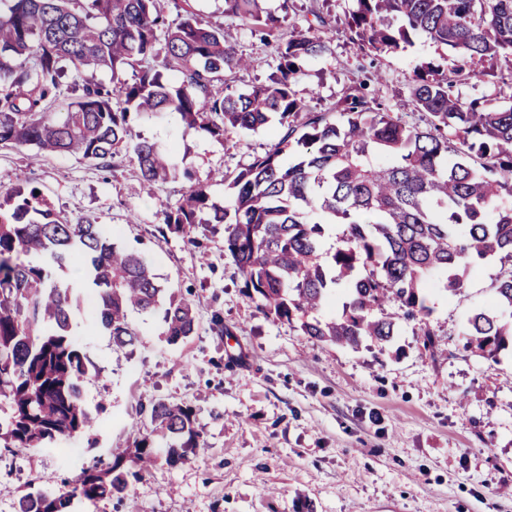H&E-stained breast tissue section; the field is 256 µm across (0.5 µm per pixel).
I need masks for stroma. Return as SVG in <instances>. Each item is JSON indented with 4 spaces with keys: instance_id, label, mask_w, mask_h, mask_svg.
<instances>
[{
    "instance_id": "35a3bbf8",
    "label": "stroma",
    "mask_w": 512,
    "mask_h": 512,
    "mask_svg": "<svg viewBox=\"0 0 512 512\" xmlns=\"http://www.w3.org/2000/svg\"><path fill=\"white\" fill-rule=\"evenodd\" d=\"M192 5L203 24L234 25L224 0H161L169 23ZM317 5L334 25L332 55L310 61L296 90L313 110L327 112L346 89L382 74L384 110L411 125L426 116L409 102L415 64L452 68L446 46L423 39L380 56L362 54L344 23L352 0H290L284 30L307 28ZM238 49L248 69L215 78L209 89L245 91L275 71L277 43L239 28ZM270 126L220 142L187 131L174 118L134 121V138L170 148L179 167L224 200V176L277 143ZM37 188L71 219L110 227L119 246L145 257L169 292L195 302L197 329L167 344L159 316L132 314L134 346L113 345L92 331L94 301L74 283L72 268L58 271L76 301V340L95 366L82 384L89 409H102L95 447L0 448V512H15L36 489H61L94 463L132 453L152 403L195 408L208 444L204 453L171 467L158 463L131 487L140 512H512V349L496 358L464 349L465 324L489 308L500 266L488 262L466 281L461 295L428 291L426 320L437 354L426 352L420 325H403L383 345L352 350L305 336L298 325L267 318L245 294L241 273L224 251L223 234L199 231L191 246L163 222L188 188L181 180L133 193L140 171L133 154L110 167L74 156L0 147V187L18 177ZM221 315L223 332L212 318Z\"/></svg>"
}]
</instances>
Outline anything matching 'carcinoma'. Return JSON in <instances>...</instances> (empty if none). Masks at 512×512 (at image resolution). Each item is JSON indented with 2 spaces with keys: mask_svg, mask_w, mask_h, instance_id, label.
Returning <instances> with one entry per match:
<instances>
[{
  "mask_svg": "<svg viewBox=\"0 0 512 512\" xmlns=\"http://www.w3.org/2000/svg\"><path fill=\"white\" fill-rule=\"evenodd\" d=\"M353 2L350 28L370 51L423 37L461 60L449 71L431 62L413 68L409 98L425 125L410 126L381 107L369 89L379 84L376 75L350 87L336 113L311 111L293 86L307 61L332 52L330 38L312 25L281 31L268 0H224V12L241 25L278 35V65L267 82L243 92L228 85L222 97L210 94V80L246 62L230 30L201 23L192 10L172 27L157 0H0V144L105 165L130 150L142 187L187 179L182 204L164 215L168 229L196 244L198 226L223 225L224 250L257 308L323 342H388L399 324L425 322L431 283L457 296L471 270L496 259L494 310L473 313L466 329V347L494 358L512 343V0ZM161 41L163 70L145 68L122 83L118 104L111 90L84 79L74 83L66 111H48L67 67L108 69L116 79ZM500 57L509 62L505 73L474 68ZM487 75L511 91L503 102L465 101L454 92ZM159 114L220 140L271 123L280 136L224 178L221 205L170 151L132 142L130 122ZM332 225L341 233L327 249ZM75 252L87 267L97 322L115 346L137 340L133 312L161 314L170 345L196 331L192 301L164 297L146 259L116 246L99 224L71 221L33 188L0 192V397L10 407L0 419L1 447L93 444L102 410L82 402L90 361L70 332L72 288L54 277ZM340 289L342 314L324 316ZM204 449L193 407L155 402L134 466L120 457L95 465L61 491L26 493L17 512H71L76 500L113 497L138 512L132 483L161 457L177 466Z\"/></svg>",
  "mask_w": 512,
  "mask_h": 512,
  "instance_id": "carcinoma-1",
  "label": "carcinoma"
}]
</instances>
